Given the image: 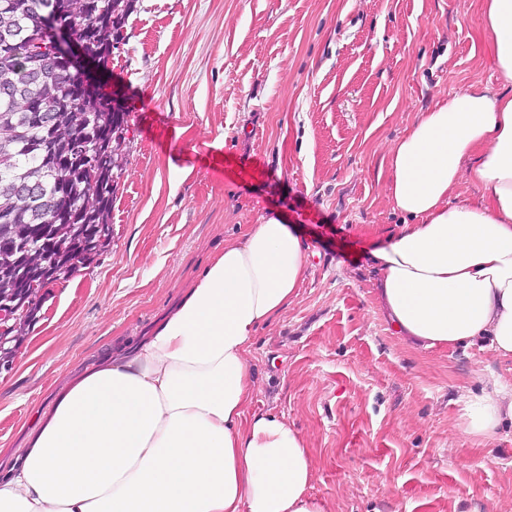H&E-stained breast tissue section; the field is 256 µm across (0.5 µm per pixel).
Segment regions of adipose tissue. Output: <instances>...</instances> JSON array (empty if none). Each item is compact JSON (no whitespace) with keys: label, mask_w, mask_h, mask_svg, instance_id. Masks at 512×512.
Returning a JSON list of instances; mask_svg holds the SVG:
<instances>
[{"label":"adipose tissue","mask_w":512,"mask_h":512,"mask_svg":"<svg viewBox=\"0 0 512 512\" xmlns=\"http://www.w3.org/2000/svg\"><path fill=\"white\" fill-rule=\"evenodd\" d=\"M498 70L512 80V0H484ZM408 219L371 256L385 315L427 349L488 342L512 359V96L469 86L421 114L390 156ZM479 202H449L461 176ZM308 247L274 218L226 243L144 341L83 372L38 414L0 470V512H327L310 495L301 434L247 414V354L295 297ZM465 434L512 422V386L469 395Z\"/></svg>","instance_id":"1"}]
</instances>
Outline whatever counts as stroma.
I'll return each mask as SVG.
<instances>
[{"label": "stroma", "instance_id": "1", "mask_svg": "<svg viewBox=\"0 0 512 512\" xmlns=\"http://www.w3.org/2000/svg\"><path fill=\"white\" fill-rule=\"evenodd\" d=\"M482 4L139 0L104 76L130 114L112 244L49 286L0 372V465L48 398L150 336L225 242L276 217L310 257L255 334L249 409L305 437L311 495L330 512H512V426L480 440L459 420L465 395L512 384V361L397 335L371 259L403 226L389 159L419 115L464 87L512 93ZM212 148L264 182L198 165Z\"/></svg>", "mask_w": 512, "mask_h": 512}]
</instances>
